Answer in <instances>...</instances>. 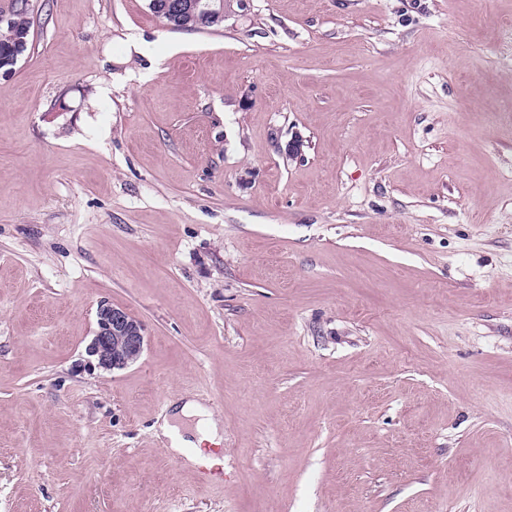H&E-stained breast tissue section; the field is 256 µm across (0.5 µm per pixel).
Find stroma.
Masks as SVG:
<instances>
[{
	"mask_svg": "<svg viewBox=\"0 0 512 512\" xmlns=\"http://www.w3.org/2000/svg\"><path fill=\"white\" fill-rule=\"evenodd\" d=\"M148 3L32 0L0 74V512H512V0ZM149 6L157 13H154L157 17H167L170 21L176 19L179 21L182 16L198 12L186 22L176 24L180 27L179 31L208 29L219 27L223 24V22L219 24L216 21L224 19L223 2L218 3L214 0H150ZM207 12L211 13L214 17ZM167 18L162 19L168 23ZM97 329L85 348L89 369L113 371L126 368L142 354L143 323L126 309L102 301L96 310ZM179 414L184 417H199L198 425L195 429L196 435L193 439L184 437L180 428L173 424V420L164 417L162 422L157 424L158 432L164 437L169 438L171 441L170 450L174 453L185 454L184 448H195L196 452L193 455H185L187 462L191 465H206L208 467L224 465V459L213 452L204 453L203 445L207 446H220L222 444V437L219 434L218 423L211 418L208 409L196 401H188L184 403L180 409Z\"/></svg>",
	"mask_w": 512,
	"mask_h": 512,
	"instance_id": "obj_1",
	"label": "stroma"
}]
</instances>
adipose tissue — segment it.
Listing matches in <instances>:
<instances>
[{
	"instance_id": "obj_1",
	"label": "adipose tissue",
	"mask_w": 512,
	"mask_h": 512,
	"mask_svg": "<svg viewBox=\"0 0 512 512\" xmlns=\"http://www.w3.org/2000/svg\"><path fill=\"white\" fill-rule=\"evenodd\" d=\"M180 414L184 417H197L198 425L194 438H185L180 428L173 424L170 418H163L158 424V431L171 441L172 450L175 453H185L186 448H193V455H188L190 465H206L209 467L220 465L221 459L215 453V446L221 445L222 438L219 427L214 421L208 409L198 402L189 401L180 408Z\"/></svg>"
}]
</instances>
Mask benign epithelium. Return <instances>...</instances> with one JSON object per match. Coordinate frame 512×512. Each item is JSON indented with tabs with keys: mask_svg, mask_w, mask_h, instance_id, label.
<instances>
[{
	"mask_svg": "<svg viewBox=\"0 0 512 512\" xmlns=\"http://www.w3.org/2000/svg\"><path fill=\"white\" fill-rule=\"evenodd\" d=\"M154 12L171 21L199 11L224 19V4L216 0H150ZM97 329L85 348L89 369L113 371L126 368L142 354L145 346L143 323L123 308L102 301L96 310Z\"/></svg>",
	"mask_w": 512,
	"mask_h": 512,
	"instance_id": "1",
	"label": "benign epithelium"
}]
</instances>
